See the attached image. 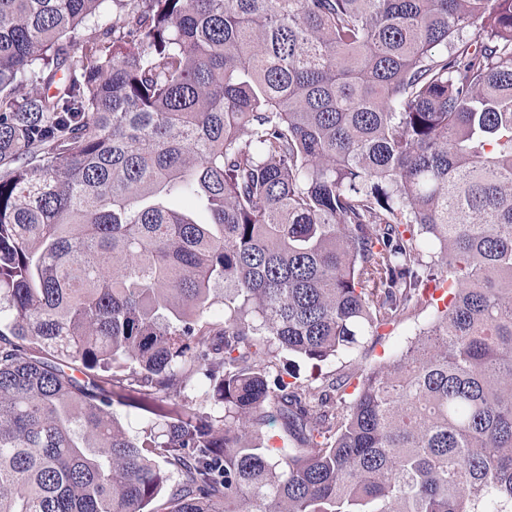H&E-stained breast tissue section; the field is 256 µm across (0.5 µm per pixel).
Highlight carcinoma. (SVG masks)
Here are the masks:
<instances>
[{
	"mask_svg": "<svg viewBox=\"0 0 512 512\" xmlns=\"http://www.w3.org/2000/svg\"><path fill=\"white\" fill-rule=\"evenodd\" d=\"M103 2L0 0V512H512V0ZM431 312V308L425 306L408 309L398 323L379 329L378 340L376 338L369 340L358 354L351 357L339 358L312 369L307 363L285 354L280 367L282 370L285 367L294 371L299 377L298 381L304 382L306 379L318 378L314 383L316 385H319L322 378L328 380L338 376L357 374L361 369L387 361L400 346L415 337V334L429 320ZM208 390L209 387L207 381L202 376H197L194 378L192 386L185 392L188 401H192L200 413H204V415L220 410L219 407L214 406L212 401L209 399V394H207Z\"/></svg>",
	"mask_w": 512,
	"mask_h": 512,
	"instance_id": "obj_1",
	"label": "carcinoma"
}]
</instances>
